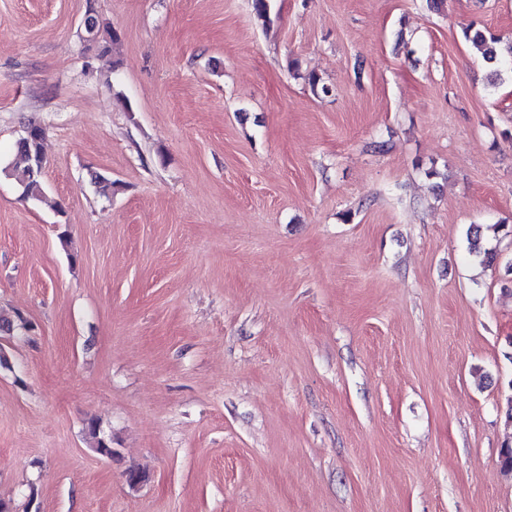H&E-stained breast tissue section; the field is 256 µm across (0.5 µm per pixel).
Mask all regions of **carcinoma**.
Here are the masks:
<instances>
[{"label":"carcinoma","instance_id":"obj_1","mask_svg":"<svg viewBox=\"0 0 512 512\" xmlns=\"http://www.w3.org/2000/svg\"><path fill=\"white\" fill-rule=\"evenodd\" d=\"M463 37L474 47L483 51V57L487 62L505 71H512V43L502 48L500 37L487 30L475 29L471 26L463 31ZM79 38L86 43L87 49L106 54L111 50L112 44L119 39V34L111 24L100 20L95 14H89L80 25ZM44 138L45 129L37 123H29L18 140L16 152L8 165L9 175L17 182L20 196L25 200L37 201L44 196L42 180ZM469 244L472 254L483 256L484 264L493 265L497 253L483 245L481 227L476 226L470 231ZM87 431L96 441L95 451L103 457H112L114 450L105 439L99 437L100 429L97 421L89 420Z\"/></svg>","mask_w":512,"mask_h":512}]
</instances>
